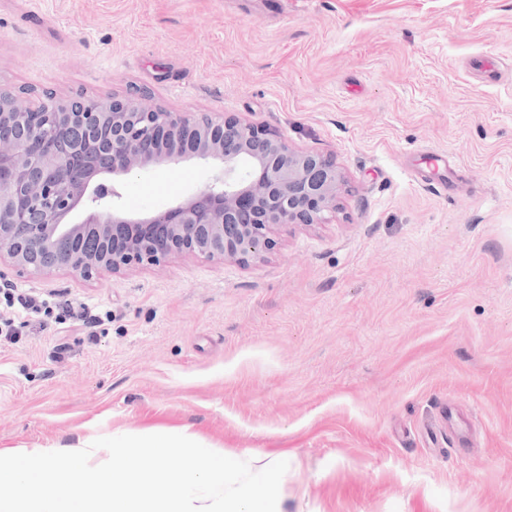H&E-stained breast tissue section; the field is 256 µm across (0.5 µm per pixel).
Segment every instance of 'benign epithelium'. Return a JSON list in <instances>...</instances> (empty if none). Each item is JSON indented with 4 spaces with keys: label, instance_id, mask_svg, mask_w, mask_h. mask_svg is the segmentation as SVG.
<instances>
[{
    "label": "benign epithelium",
    "instance_id": "benign-epithelium-1",
    "mask_svg": "<svg viewBox=\"0 0 512 512\" xmlns=\"http://www.w3.org/2000/svg\"><path fill=\"white\" fill-rule=\"evenodd\" d=\"M194 159L216 172L176 205L138 217L113 205L126 177ZM342 183L332 159L233 114L170 112L141 90L103 106L0 89V260L23 276L93 280L183 256L245 264L278 227L336 210ZM86 239L95 248L76 247Z\"/></svg>",
    "mask_w": 512,
    "mask_h": 512
}]
</instances>
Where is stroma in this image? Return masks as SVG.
<instances>
[{"instance_id": "1", "label": "stroma", "mask_w": 512, "mask_h": 512, "mask_svg": "<svg viewBox=\"0 0 512 512\" xmlns=\"http://www.w3.org/2000/svg\"><path fill=\"white\" fill-rule=\"evenodd\" d=\"M0 87L138 88L344 175L335 210L245 265L1 264L0 287L71 313L0 339V449L186 432L287 461L281 512H512V0H0ZM213 172L150 168L120 206Z\"/></svg>"}]
</instances>
